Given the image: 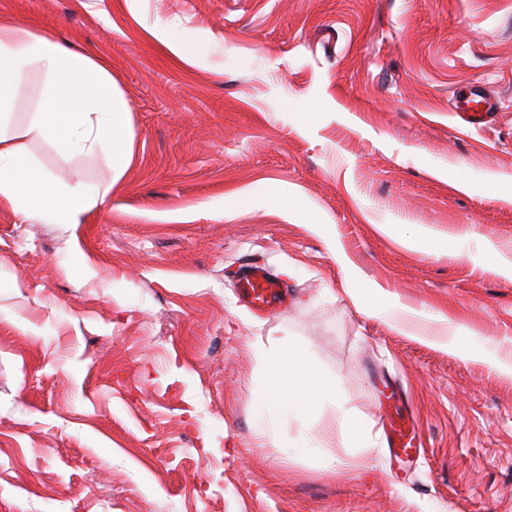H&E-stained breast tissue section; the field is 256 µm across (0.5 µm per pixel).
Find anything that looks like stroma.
<instances>
[{
    "label": "stroma",
    "instance_id": "1",
    "mask_svg": "<svg viewBox=\"0 0 512 512\" xmlns=\"http://www.w3.org/2000/svg\"><path fill=\"white\" fill-rule=\"evenodd\" d=\"M4 17L100 57L134 139L117 179L102 153L62 160L23 133L41 75L20 85L25 151L112 192L80 224L0 206V512H512V378L347 292L512 357V278L477 254L512 255V0H0ZM473 93L495 106L479 131L455 114ZM249 260L287 285L281 313L239 301ZM289 340L338 394L269 426L258 353ZM398 392L410 463L379 424ZM150 33L154 39L164 44L172 54L177 55L184 61H193L192 57L194 53L181 43L175 42L172 39L167 25L158 23L151 28ZM364 290L368 291L371 295L374 309L378 312L391 316L398 326L397 329L399 331L405 332L407 328L411 327L412 318L415 316L433 319L434 321L443 325L439 336H444L441 338L434 336L429 337L427 340L430 343L442 345L448 348V350L454 352L459 358L465 361L471 359H481L497 369L500 373L512 377L511 361L501 359L497 354V350L485 343L476 332L458 326L454 328L450 334H448L447 339L448 325L451 323L447 317H444L440 314L418 313L405 308L395 310L393 304L382 299V289L380 288H360L356 285H353V288H348L347 292L350 296L356 298Z\"/></svg>",
    "mask_w": 512,
    "mask_h": 512
}]
</instances>
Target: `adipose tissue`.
<instances>
[{
    "mask_svg": "<svg viewBox=\"0 0 512 512\" xmlns=\"http://www.w3.org/2000/svg\"><path fill=\"white\" fill-rule=\"evenodd\" d=\"M33 70L43 75L44 91L25 133L50 142L62 159L99 151L109 160L113 177H120L134 138L129 108L99 58L24 25L0 21V204L26 222L77 224L105 204L110 190L50 176L18 144L9 117L17 107L19 84ZM438 343L462 360H483L512 377V362L501 359L474 331L457 327ZM261 357L268 376L257 404L265 420L287 416L302 399L323 400L336 392L334 384L319 376L308 351L276 347Z\"/></svg>",
    "mask_w": 512,
    "mask_h": 512,
    "instance_id": "adipose-tissue-1",
    "label": "adipose tissue"
}]
</instances>
